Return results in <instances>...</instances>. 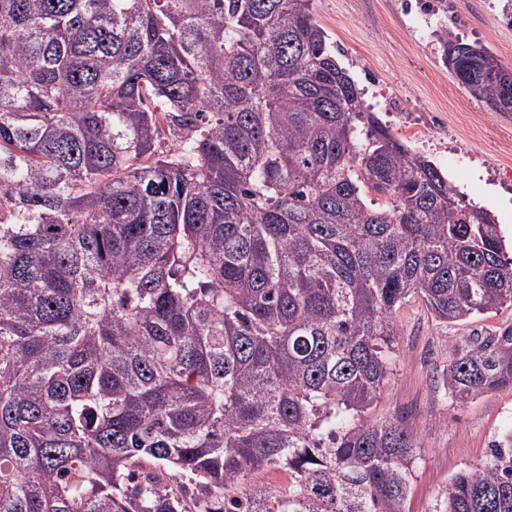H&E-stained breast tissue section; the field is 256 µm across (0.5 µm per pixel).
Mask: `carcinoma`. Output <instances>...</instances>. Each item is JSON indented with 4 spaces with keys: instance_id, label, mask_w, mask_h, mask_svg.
I'll return each instance as SVG.
<instances>
[{
    "instance_id": "1",
    "label": "carcinoma",
    "mask_w": 512,
    "mask_h": 512,
    "mask_svg": "<svg viewBox=\"0 0 512 512\" xmlns=\"http://www.w3.org/2000/svg\"><path fill=\"white\" fill-rule=\"evenodd\" d=\"M309 2L0 0V512H405L421 442L369 415L394 313L512 307V258ZM437 40L512 110V70ZM445 380L512 388V325ZM435 512H512L511 432Z\"/></svg>"
}]
</instances>
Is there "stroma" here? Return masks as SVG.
Wrapping results in <instances>:
<instances>
[{"mask_svg": "<svg viewBox=\"0 0 512 512\" xmlns=\"http://www.w3.org/2000/svg\"><path fill=\"white\" fill-rule=\"evenodd\" d=\"M406 0H311V12L336 46V57L373 112L415 152L441 169L466 201L484 207L512 247V185L493 176L512 169V116L493 111L455 78ZM497 0H451L449 31L479 42L512 68V25L496 18ZM398 360L373 405L375 419L396 417L420 439L406 512H433L456 473L481 463L512 432V389L454 401L443 375L471 339L512 325V308L457 326L439 324L412 297L396 313Z\"/></svg>", "mask_w": 512, "mask_h": 512, "instance_id": "35a3bbf8", "label": "stroma"}]
</instances>
